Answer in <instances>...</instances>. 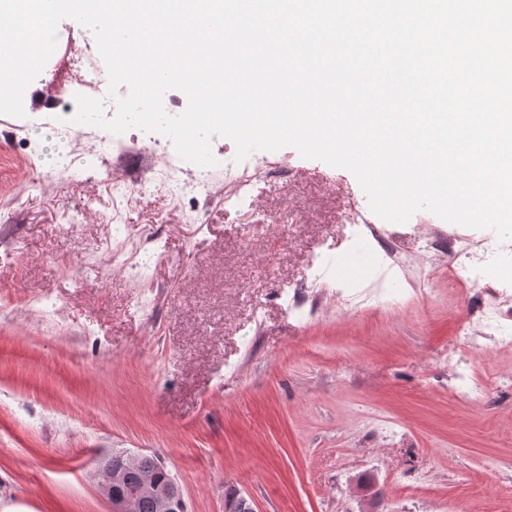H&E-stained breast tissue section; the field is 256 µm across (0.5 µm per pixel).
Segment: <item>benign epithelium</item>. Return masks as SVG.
<instances>
[{
	"label": "benign epithelium",
	"instance_id": "1",
	"mask_svg": "<svg viewBox=\"0 0 512 512\" xmlns=\"http://www.w3.org/2000/svg\"><path fill=\"white\" fill-rule=\"evenodd\" d=\"M148 454L115 450L97 465V483L112 505V512H186L180 487L174 478L154 479L143 464ZM224 512H256L252 499L238 493L224 501Z\"/></svg>",
	"mask_w": 512,
	"mask_h": 512
}]
</instances>
